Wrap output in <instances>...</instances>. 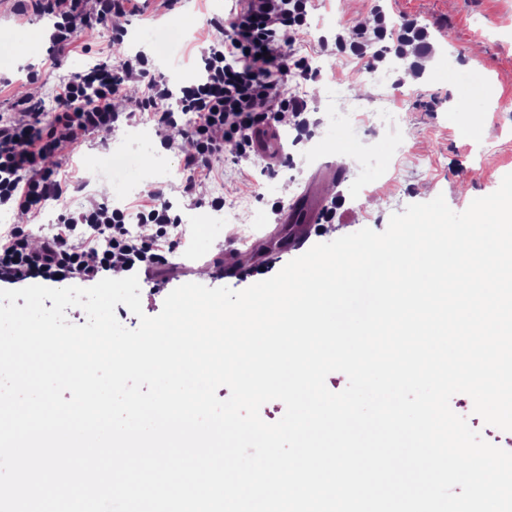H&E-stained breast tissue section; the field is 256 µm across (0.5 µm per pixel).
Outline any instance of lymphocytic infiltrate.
<instances>
[{"label": "lymphocytic infiltrate", "instance_id": "f902f5d3", "mask_svg": "<svg viewBox=\"0 0 512 512\" xmlns=\"http://www.w3.org/2000/svg\"><path fill=\"white\" fill-rule=\"evenodd\" d=\"M34 13L54 19L50 40L58 49L72 48L79 36L115 15L136 11L138 0H96L88 10L86 0H29ZM311 0H239L224 21L215 22V42L202 58L204 75L195 84L181 87V109L191 123L183 141L163 138L166 150L182 154L189 175L185 191L195 186L194 172L207 168L213 156L233 151L239 158L254 155V136L281 113H291L298 131H305V99L285 93L291 78L309 74L306 57L293 40L308 26ZM373 27L342 25L335 49L371 62L388 52L404 55L414 48L429 55L431 33L417 18L402 15L388 19L382 6L372 9ZM54 81L59 108L42 111L38 101L16 100L13 118L0 119V207L29 214L50 199L61 198L65 186L46 167L49 158L73 154L87 135L111 132L121 118L119 102L129 79L144 82L139 106L158 129L174 126L166 102L172 91L152 77L147 57L126 58L119 71L99 66L74 71ZM139 223L151 226L150 241H138L126 231L127 211L104 204H90L78 215H62L55 233L40 247H32L21 227L10 228L0 238V284L8 286L38 280L57 283L70 278L92 281L112 266L158 272L168 264V253L177 248L181 224L168 204L151 202L136 214Z\"/></svg>", "mask_w": 512, "mask_h": 512}]
</instances>
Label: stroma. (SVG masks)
<instances>
[{"mask_svg":"<svg viewBox=\"0 0 512 512\" xmlns=\"http://www.w3.org/2000/svg\"><path fill=\"white\" fill-rule=\"evenodd\" d=\"M235 5V0H177L168 11L159 0H141L138 12L123 16L118 26L126 33L122 48H115L116 26L108 22L84 33L80 50L60 52L49 40L48 18L15 15L12 0H0V41L19 48L17 55L0 58V113L12 111L28 72L53 62L60 76L94 65L119 68L138 45L149 48L151 32L186 11L196 23L191 35L176 45L173 58L158 57L150 48L147 57L156 77L176 74L181 81H194L203 69L202 51L214 40L207 19L224 18ZM372 6V0H313L311 26L298 36L296 46L322 67L294 87L308 102L309 126L298 143L283 141L278 165L260 156L238 159L227 151L214 159L210 175L197 180L192 194H184V163L163 152L154 123L139 116L144 85L137 81L126 82L122 106L133 112L132 120L112 133L88 137L70 162L48 160V167L66 182L57 211L75 213L116 198L132 213L154 198L178 210L183 245L169 258L170 272L139 281L146 315L159 314L166 296L180 285L195 282L240 291L274 276L298 257V250L291 249L231 277L221 275L213 263L215 256L232 250L256 255V242H270L276 230L272 203H292L318 169L335 166L336 182L323 185L321 192L342 202L335 229L311 225L306 240L310 246L365 227L384 231L392 214L439 195L452 210L464 211L512 173V0H383L390 16L411 14L433 25L434 49L417 75L409 72L407 61L387 55L384 64L392 76L382 87L372 83L373 72L363 61L338 55L326 44L337 24H371ZM383 104L402 113V140L371 123L370 112ZM331 107L359 109L358 134L327 121ZM487 124L494 127V138L482 136ZM160 153L173 170L171 178L152 169ZM214 196L235 208L237 223H209L208 202Z\"/></svg>","mask_w":512,"mask_h":512,"instance_id":"1","label":"stroma"}]
</instances>
